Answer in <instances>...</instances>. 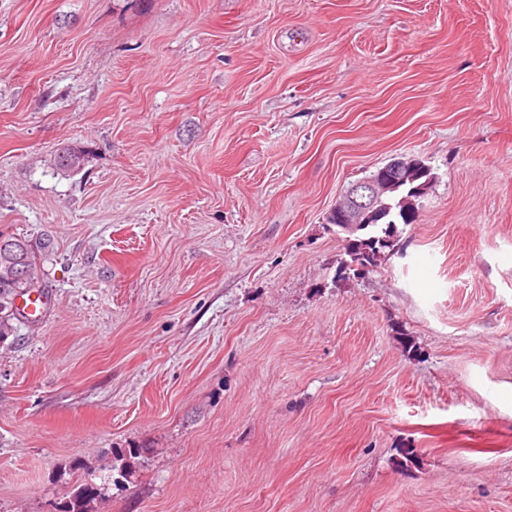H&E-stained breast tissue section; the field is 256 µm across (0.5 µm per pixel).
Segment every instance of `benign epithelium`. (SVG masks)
Instances as JSON below:
<instances>
[{
  "mask_svg": "<svg viewBox=\"0 0 512 512\" xmlns=\"http://www.w3.org/2000/svg\"><path fill=\"white\" fill-rule=\"evenodd\" d=\"M430 182L429 169L419 159H394L374 175L352 184L327 217V223L336 228L367 223L375 214V205L383 197L409 186L399 200V207L407 215L416 214L415 201L422 197Z\"/></svg>",
  "mask_w": 512,
  "mask_h": 512,
  "instance_id": "benign-epithelium-1",
  "label": "benign epithelium"
}]
</instances>
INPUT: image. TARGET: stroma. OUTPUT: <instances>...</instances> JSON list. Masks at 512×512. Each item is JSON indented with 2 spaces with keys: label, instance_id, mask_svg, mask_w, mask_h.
I'll list each match as a JSON object with an SVG mask.
<instances>
[{
  "label": "stroma",
  "instance_id": "1",
  "mask_svg": "<svg viewBox=\"0 0 512 512\" xmlns=\"http://www.w3.org/2000/svg\"><path fill=\"white\" fill-rule=\"evenodd\" d=\"M0 233V512H512V0H0ZM429 174V169L419 159L395 158L371 177L347 188L327 217V223L336 224L337 232L341 231V226L361 225L354 232L344 234V253L348 259L344 260L343 265L372 268L378 265L399 234L398 224H392L397 222L398 196L385 201L392 205L386 220L367 224L376 212L375 205L389 193L408 185L407 194L400 198L398 205L404 214H416L415 201L426 193ZM423 178L425 180L421 181ZM5 248L0 252V343L14 333L13 320L17 319L15 298L35 290L38 280V263L35 249L27 239L5 236L0 233V245ZM32 271L31 278L24 275V269Z\"/></svg>",
  "mask_w": 512,
  "mask_h": 512
}]
</instances>
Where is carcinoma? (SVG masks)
<instances>
[{
  "label": "carcinoma",
  "mask_w": 512,
  "mask_h": 512,
  "mask_svg": "<svg viewBox=\"0 0 512 512\" xmlns=\"http://www.w3.org/2000/svg\"><path fill=\"white\" fill-rule=\"evenodd\" d=\"M83 151L64 148L55 157V167L60 171H75L83 162ZM391 212L384 222L363 224L357 230L344 236V264L375 267L391 249L399 230L396 211L398 198L388 200ZM0 343L14 333L13 320L17 319L15 298L31 292L30 278H38V263L35 249L29 241L21 237L5 236L0 233ZM32 271V277L24 275V269Z\"/></svg>",
  "instance_id": "cac0c4a2"
}]
</instances>
